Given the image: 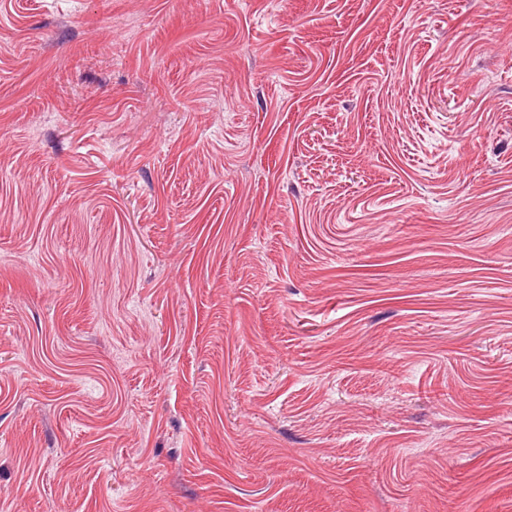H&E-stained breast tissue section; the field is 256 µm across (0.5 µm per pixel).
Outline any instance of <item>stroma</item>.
Returning a JSON list of instances; mask_svg holds the SVG:
<instances>
[{"instance_id": "obj_1", "label": "stroma", "mask_w": 512, "mask_h": 512, "mask_svg": "<svg viewBox=\"0 0 512 512\" xmlns=\"http://www.w3.org/2000/svg\"><path fill=\"white\" fill-rule=\"evenodd\" d=\"M0 512H512V0H0Z\"/></svg>"}]
</instances>
